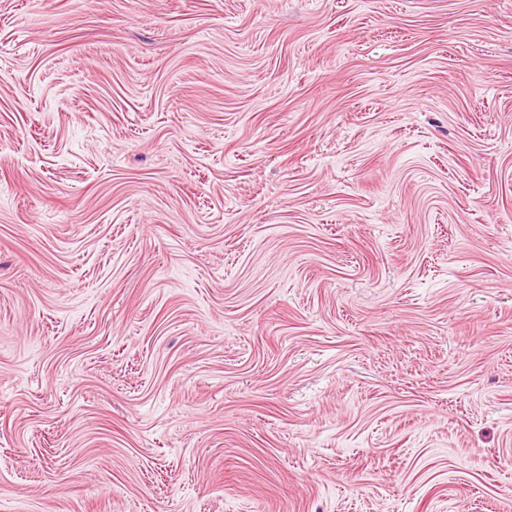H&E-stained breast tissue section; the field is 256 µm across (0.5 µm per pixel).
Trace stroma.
Here are the masks:
<instances>
[{"mask_svg": "<svg viewBox=\"0 0 512 512\" xmlns=\"http://www.w3.org/2000/svg\"><path fill=\"white\" fill-rule=\"evenodd\" d=\"M0 512H512V0H0Z\"/></svg>", "mask_w": 512, "mask_h": 512, "instance_id": "1", "label": "stroma"}]
</instances>
